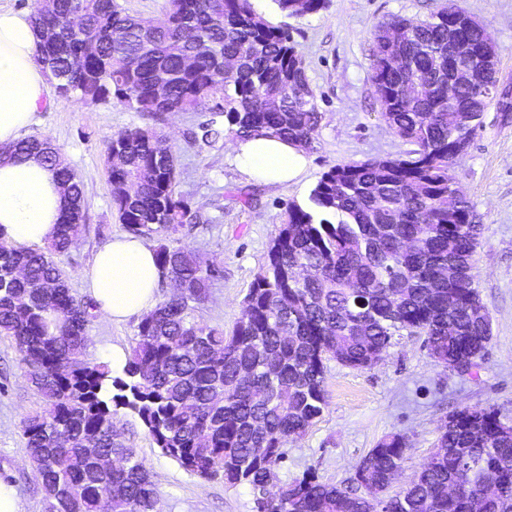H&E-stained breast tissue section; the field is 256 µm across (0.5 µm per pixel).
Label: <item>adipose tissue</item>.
I'll list each match as a JSON object with an SVG mask.
<instances>
[{"mask_svg":"<svg viewBox=\"0 0 512 512\" xmlns=\"http://www.w3.org/2000/svg\"><path fill=\"white\" fill-rule=\"evenodd\" d=\"M27 14L0 9V145L17 141L43 105L48 74L36 59ZM235 158L252 177L272 183L296 178L304 153L277 138L236 141ZM66 197L54 172L37 158L0 162V238L16 245L48 242L61 223ZM163 278L153 247L133 235L114 237L84 275L100 312L113 322L152 310Z\"/></svg>","mask_w":512,"mask_h":512,"instance_id":"adipose-tissue-1","label":"adipose tissue"}]
</instances>
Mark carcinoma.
I'll return each mask as SVG.
<instances>
[{"label":"carcinoma","instance_id":"obj_1","mask_svg":"<svg viewBox=\"0 0 512 512\" xmlns=\"http://www.w3.org/2000/svg\"><path fill=\"white\" fill-rule=\"evenodd\" d=\"M290 17L326 0H275ZM31 18L37 58L57 93L82 105L116 98L152 124L106 139L112 208L125 231L155 242L177 292L144 314L119 374L85 356L95 305L76 297L56 258L83 233L84 186L48 137L0 146V161L38 157L74 202L42 249L0 241V337L20 354L41 410L22 421L44 512H156L149 470L126 443L121 414L138 418L162 454L203 479L249 489L252 512H512V426L486 408L449 415L430 461L388 496L407 440L392 434L360 461L378 501L358 479L337 486L313 475L263 488L327 404L325 362L376 364L395 333L425 337L444 367L475 365L491 337L473 287L481 225L448 172L483 127L492 97L448 67V25L481 53L489 34L461 25L448 8L396 17L372 32L370 80L386 126L414 149L405 158L347 162L323 172L304 205H288L267 259L229 335L196 320L219 270L178 238L208 222L176 191L177 157L159 125L167 114L208 108L207 143L271 135L310 150L323 115L288 32L251 0H167L160 19L118 0H46ZM457 103L448 106V81ZM112 467H99L101 458Z\"/></svg>","mask_w":512,"mask_h":512}]
</instances>
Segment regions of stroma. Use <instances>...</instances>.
<instances>
[{
	"instance_id": "35a3bbf8",
	"label": "stroma",
	"mask_w": 512,
	"mask_h": 512,
	"mask_svg": "<svg viewBox=\"0 0 512 512\" xmlns=\"http://www.w3.org/2000/svg\"><path fill=\"white\" fill-rule=\"evenodd\" d=\"M256 13L287 28L302 52L314 89L321 128L304 174L287 184L267 183L245 174L234 162L231 138L211 144L194 141L208 110L168 116L165 131L180 168L178 189L206 221L183 232L180 241L217 267L221 275L210 297L195 312L199 321L228 329L241 316L243 299L264 264L289 202H307L311 189L330 167L350 161L400 157L408 143L379 118L369 76L371 33L395 17L422 19L446 0H329L325 9L300 18L286 16L274 0H251ZM462 5L490 33L497 52L499 86L512 93V0H463ZM48 100L25 136H46L61 148L85 189L87 233L60 259L78 297H86L83 275L95 253L122 234L112 210L104 141L113 133L145 126V118L120 101L80 105L47 86ZM490 104L485 124L455 165L457 186L468 197L482 226L473 260V281L491 317V339L470 371L445 368L429 354L422 336H393L374 366L354 369L328 360L327 405L306 432L287 447L280 480L314 471L320 482L337 484L355 475L367 452L385 436L406 437L401 474L389 491L406 488L427 461L446 416L469 407L494 408L512 425V120L498 118ZM138 317L115 324L95 315L87 326L88 359L105 361L112 345L132 348ZM41 400L27 381L14 344L0 337V480L12 484L23 512H44L43 495L23 445L24 417ZM126 437L152 475L159 512H252L247 489L225 487L190 475L162 454L140 421L121 420Z\"/></svg>"
}]
</instances>
